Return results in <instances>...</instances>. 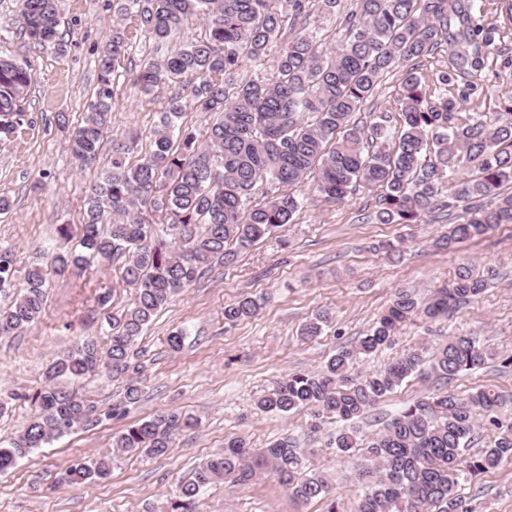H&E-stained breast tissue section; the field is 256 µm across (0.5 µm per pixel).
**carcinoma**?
<instances>
[{"mask_svg": "<svg viewBox=\"0 0 512 512\" xmlns=\"http://www.w3.org/2000/svg\"><path fill=\"white\" fill-rule=\"evenodd\" d=\"M59 0H19L21 34L33 43L64 51L59 38ZM340 0H116L119 22L95 59L100 87L96 100L71 135V152L84 165L96 162L111 123L112 74L128 47L127 26L149 36L156 46L198 20L204 35L178 50L148 61L137 76L151 94L169 80L182 82L196 108L218 114L201 141L177 125L186 100L167 98L153 149L132 163L134 143L112 139L110 167L88 191L79 241L81 253H58V274L86 261L121 262L122 280L134 288L128 307L108 316L107 341L85 340L56 359L42 387L25 396L35 415L18 435L0 441V473L14 468L53 439L117 414L104 412L74 391L57 386L59 378L78 379L99 369L125 380L120 405L141 397L137 339L168 299L200 281L217 264L231 265L238 254L290 223L303 201L295 187L308 181L317 199L343 201L357 185L379 189L377 224H416L431 216L442 193L463 203L467 217L431 241L450 250L482 239L502 224H512V97L493 112H460L495 46V31L472 22L471 0H354L345 18L347 35L335 49L309 29L313 14L332 16ZM448 51V70L439 82L455 88L450 97L429 101L420 77L406 70L397 103L400 134L391 142L378 122L365 127L352 120L393 67L425 56L437 46ZM274 56L267 81L238 77L245 61ZM34 79L31 68L0 54V139L26 121L24 108ZM472 165L477 174L459 176ZM270 179L280 193L263 204L251 203L256 185ZM155 212L165 225L158 233L144 213ZM14 251L0 248V293L13 286ZM497 277L492 267L478 272L459 265L448 284L419 303L400 290L370 333L344 348L313 373L292 372L258 400L277 414L309 411L314 418L346 423L331 445L340 454L359 447L353 422L365 418L380 400L409 377L448 382L482 368L492 354L467 335L448 337L429 369L426 349L408 350L383 370L362 374L358 361L392 344L401 324L416 317L449 315L480 296ZM25 292L0 307V335L18 333L45 310L46 270L24 272ZM250 297L224 306V318L253 317ZM330 321L318 313L302 329L321 334ZM501 395L480 388L461 395L426 396L385 420L363 447L369 466L358 472L362 487L356 512H472L457 493L460 481H474L512 461V422L502 419ZM194 427L178 410L159 413L126 427L114 437V453L68 466L60 482L76 486L111 476L112 459L144 453L167 454L175 432ZM490 444L466 453L480 431ZM270 475L298 504L322 500L325 512H338L333 483L323 472L307 469L295 438L282 436L255 452L245 440L231 438L222 451L201 461L193 478L181 485L165 512H196L205 487L219 481L248 486Z\"/></svg>", "mask_w": 512, "mask_h": 512, "instance_id": "carcinoma-1", "label": "carcinoma"}]
</instances>
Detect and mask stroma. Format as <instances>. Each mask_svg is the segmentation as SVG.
<instances>
[{"label":"stroma","instance_id":"obj_1","mask_svg":"<svg viewBox=\"0 0 512 512\" xmlns=\"http://www.w3.org/2000/svg\"><path fill=\"white\" fill-rule=\"evenodd\" d=\"M59 9L66 44L61 54L21 35L18 0H0V51L27 63L34 73L25 103L27 121L0 143V194L12 201L11 210L0 214V247L13 249L22 268L49 264L61 251L79 252L88 188L108 168L113 139H135L134 157L144 156L152 148L166 99L181 89L171 82L155 93H142L136 77L156 50L148 38H133L116 69L111 127L99 161L80 169L70 152V133L58 126L56 116L67 113L71 124H78L94 100L100 81L93 52L112 32L115 7L114 0H61ZM472 15L497 30L496 50L475 76L477 92L465 105L466 111L484 112L512 95V0H474ZM403 72L398 66L384 76L356 120L370 124L388 115V133L397 134L396 97ZM300 192L307 201L289 224L241 252L235 264L213 267L199 284L175 294L159 310L137 344L144 367L139 402L124 417L53 440L0 474V512H146L165 503L190 479L196 464L223 448L225 439L240 437L260 449L284 435L306 449L310 469L334 476L340 512H354L359 492L354 475L363 458L358 451L340 455L330 448L338 422H317L304 411L265 412L257 401L288 373L318 371L342 347L368 333L398 290L426 300L467 262L479 270L495 267L498 279L449 317L406 322L391 346L362 360L357 369L377 372L404 351L422 346L432 351L448 336L471 335L494 358L449 387L462 394L495 389L506 399L504 414L512 417V365L506 362L512 356V224L482 241L440 252L429 241L460 222L461 206L432 214L425 223L377 224L369 219L377 189L357 186L340 204L309 198L305 186ZM385 240L401 241L400 263L391 264L376 251ZM44 291V317L20 334L0 337L1 396L40 388L46 369L61 354L84 339H103L107 312L122 309L132 295L118 264L95 261L61 277L48 275ZM104 293L110 296L105 306L99 303ZM246 296L258 301L257 314L236 323L225 320V305ZM321 310L332 316L328 326L319 336H301L303 324ZM176 330L185 339L175 353L165 338ZM62 385L105 408L124 393L123 381L104 370ZM436 391L429 380L404 381L360 421V439L370 440L381 419ZM168 409L195 416L198 425L177 433L166 456L122 455L109 480L75 488L59 485L73 459L110 452L114 434ZM460 494L474 512H512V462L463 484ZM198 510L324 512L325 504L295 505L268 476L245 488L212 484L201 492Z\"/></svg>","mask_w":512,"mask_h":512}]
</instances>
